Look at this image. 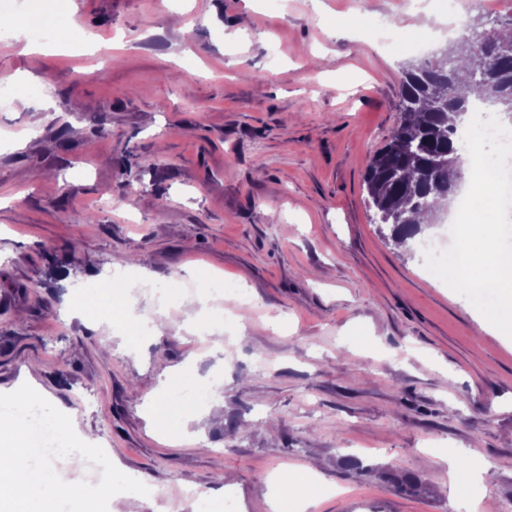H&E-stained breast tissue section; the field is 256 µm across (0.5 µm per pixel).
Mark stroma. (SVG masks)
<instances>
[{"label": "stroma", "mask_w": 512, "mask_h": 512, "mask_svg": "<svg viewBox=\"0 0 512 512\" xmlns=\"http://www.w3.org/2000/svg\"><path fill=\"white\" fill-rule=\"evenodd\" d=\"M91 45L31 65L0 29V390L32 377L150 490L109 512H195L200 492L269 512V479L319 466L307 512H512V338L388 244L363 174L398 118L400 65L325 15L417 25L408 0H54ZM201 73L190 78L188 66ZM79 250H71L72 242ZM241 282L217 297L243 336L172 325L137 351L72 316L81 286L130 266ZM285 321L287 333L270 323ZM224 374L202 440L160 442L146 408L185 365ZM436 448L490 461L456 493ZM417 480L414 494L397 481Z\"/></svg>", "instance_id": "35a3bbf8"}]
</instances>
